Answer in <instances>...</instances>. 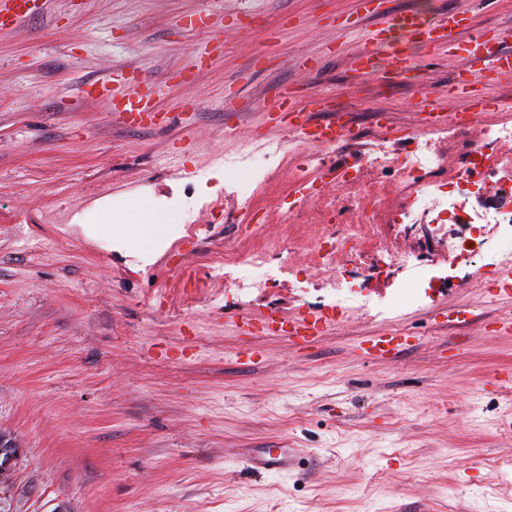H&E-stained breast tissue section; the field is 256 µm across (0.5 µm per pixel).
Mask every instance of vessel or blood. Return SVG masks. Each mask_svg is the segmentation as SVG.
Returning <instances> with one entry per match:
<instances>
[{"label":"vessel or blood","mask_w":512,"mask_h":512,"mask_svg":"<svg viewBox=\"0 0 512 512\" xmlns=\"http://www.w3.org/2000/svg\"><path fill=\"white\" fill-rule=\"evenodd\" d=\"M396 27L404 37L414 43L431 49H446L449 55L458 58L460 65L448 79V94L460 104L461 109L447 113L434 103H426L417 114L418 120L464 121L487 102V87L512 80V28L497 26L470 37L468 47L458 42L459 31L463 26L461 16L449 12L447 18L430 19L417 12L400 15ZM372 50L360 53L352 65L353 71L366 75L380 72L396 77L406 75L411 67V58L400 50L397 44L385 36L383 31L371 33ZM151 86H135L124 98L123 108H115L110 89H102L99 97L107 111H118L126 126L142 125L153 110ZM331 99L322 94H311L301 102L292 103L287 93H280L265 108L271 126L286 128L294 132L304 131L311 113L330 110ZM239 333L256 337L269 333L270 320L267 315L254 314L238 319L235 324ZM325 321L291 317L282 320L279 332L287 336L289 342L298 344L323 336ZM402 348L398 337L389 333L368 338L365 351L377 358L390 360ZM298 455L294 448H264L258 456L249 458L248 465L257 473L285 472L293 469Z\"/></svg>","instance_id":"b4317fda"}]
</instances>
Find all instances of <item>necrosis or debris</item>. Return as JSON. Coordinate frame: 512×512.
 <instances>
[{"mask_svg":"<svg viewBox=\"0 0 512 512\" xmlns=\"http://www.w3.org/2000/svg\"><path fill=\"white\" fill-rule=\"evenodd\" d=\"M374 147L360 154L349 167L329 171L321 163H296L302 141L257 139L241 141L224 156V173L235 180L237 197L246 223H260L259 197L266 185L260 176L259 157L278 161L297 182V198L290 208L311 203L325 222L350 210L358 211L359 221L340 234H328L311 244L312 262L322 272V287L336 295L347 310L367 309L365 298L354 292V284L333 265L337 249H348L353 262L365 263L361 232L378 233L385 184L395 185L399 199L394 205L397 224L436 223L453 228L449 260H457L464 244L472 237L498 238L494 260L470 257L468 264L473 286H480L490 267L512 265V235L502 233L512 224V122L486 124L481 139H472L465 126L442 124L407 133L409 151L394 155L391 137L383 128L375 130ZM336 184L335 196H326V181Z\"/></svg>","mask_w":512,"mask_h":512,"instance_id":"obj_1","label":"necrosis or debris"}]
</instances>
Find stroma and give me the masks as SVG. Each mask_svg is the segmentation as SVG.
Listing matches in <instances>:
<instances>
[{
    "label": "stroma",
    "mask_w": 512,
    "mask_h": 512,
    "mask_svg": "<svg viewBox=\"0 0 512 512\" xmlns=\"http://www.w3.org/2000/svg\"><path fill=\"white\" fill-rule=\"evenodd\" d=\"M451 10L512 23V0H384L376 15L360 0H36L0 26V432L18 449L0 512H512V334L498 331L512 299L469 288L462 268L418 305L330 313L308 252L328 225L289 212L288 174L266 160L251 234L218 163L238 138L288 137L264 111L284 87L362 123L447 107L445 51L410 46L409 78L350 65L399 15ZM203 11L223 52L186 30ZM117 76L153 86L172 125L114 120L91 90ZM143 201L188 204L197 230L143 246ZM112 205L123 218L105 233ZM381 230L385 250L447 256L427 226ZM250 248L289 274L237 292L235 252ZM383 252L362 272L376 305L402 277ZM260 312L334 321L299 345L237 334ZM393 324L409 343L396 362L361 351ZM284 442L301 451L292 471L244 468Z\"/></svg>",
    "instance_id": "stroma-1"
}]
</instances>
